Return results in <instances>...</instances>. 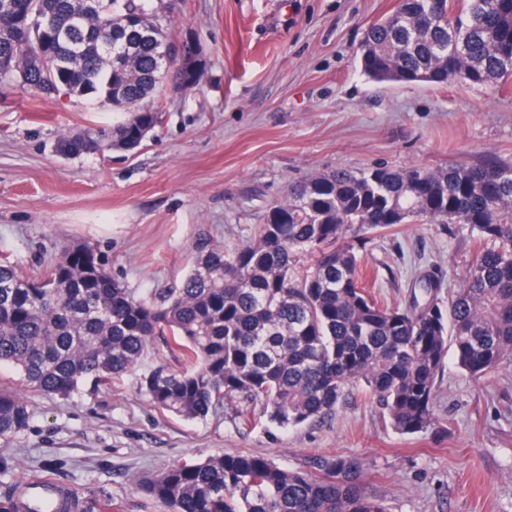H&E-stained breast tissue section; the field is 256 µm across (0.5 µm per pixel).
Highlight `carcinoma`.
Here are the masks:
<instances>
[{"label": "carcinoma", "instance_id": "1", "mask_svg": "<svg viewBox=\"0 0 512 512\" xmlns=\"http://www.w3.org/2000/svg\"><path fill=\"white\" fill-rule=\"evenodd\" d=\"M0 14V88L94 96L126 117L60 139L63 157L132 152L161 122L162 79L196 87L194 44L175 42L153 0H22ZM364 75L403 83L496 88L512 77V0H397L359 47ZM416 218L465 224L480 243L461 287L404 307L361 284L362 252ZM161 357L137 384L160 411L187 419L240 399L245 427L290 430L328 416L353 385L383 421L415 435L436 425L433 399L448 350L480 378L512 357V164L489 158L438 170L307 174L270 206L250 240L199 239L181 286L134 298L86 244L63 248L39 278L0 260V365L25 386L69 396L136 371L156 339ZM22 397L0 389V439L25 430ZM351 456L290 469L264 456L217 454L130 482L170 512H386L363 491Z\"/></svg>", "mask_w": 512, "mask_h": 512}]
</instances>
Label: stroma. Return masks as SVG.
I'll return each instance as SVG.
<instances>
[{"label": "stroma", "instance_id": "obj_1", "mask_svg": "<svg viewBox=\"0 0 512 512\" xmlns=\"http://www.w3.org/2000/svg\"><path fill=\"white\" fill-rule=\"evenodd\" d=\"M396 0H163L175 40L195 45L200 86L164 90L160 127L133 152L65 158L64 134L121 115L86 98L0 89V259L29 276L84 242L135 296L177 287L200 234L228 245L310 173L445 168L486 156L512 161V79L496 89L461 82L368 79L357 50ZM472 260L461 224L410 222L362 254L367 285L405 306L423 275L459 287ZM0 384L27 401L28 427L0 440V501L31 476L64 485L78 512H168L134 489L133 474L215 454L265 455L288 468L344 454L365 465L366 493L390 512H512V362L474 379L448 358L433 401L437 423L402 436L351 389L335 412L280 433L244 427L236 406L188 420L153 407L126 375L69 398Z\"/></svg>", "mask_w": 512, "mask_h": 512}]
</instances>
